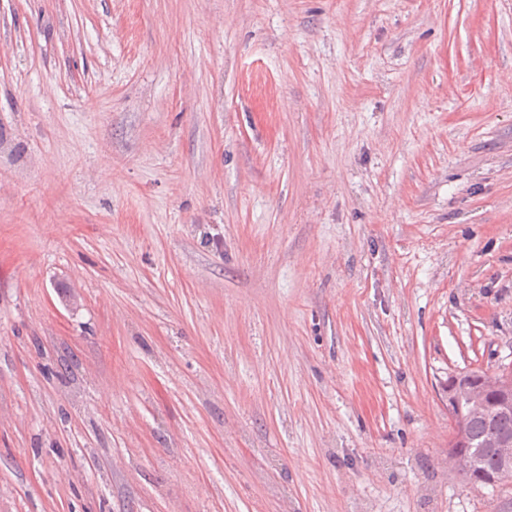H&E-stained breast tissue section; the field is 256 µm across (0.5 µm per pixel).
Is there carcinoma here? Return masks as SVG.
<instances>
[{
  "label": "carcinoma",
  "instance_id": "cac0c4a2",
  "mask_svg": "<svg viewBox=\"0 0 512 512\" xmlns=\"http://www.w3.org/2000/svg\"><path fill=\"white\" fill-rule=\"evenodd\" d=\"M486 379L479 371L469 373L470 385L485 390V394L477 406L465 397L459 401L461 414L456 426L462 439L453 452L470 460L469 467L458 470L459 475L473 485L495 487L512 481V473L494 448L498 439L512 437V410H503Z\"/></svg>",
  "mask_w": 512,
  "mask_h": 512
}]
</instances>
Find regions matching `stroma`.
I'll use <instances>...</instances> for the list:
<instances>
[{
	"label": "stroma",
	"mask_w": 512,
	"mask_h": 512,
	"mask_svg": "<svg viewBox=\"0 0 512 512\" xmlns=\"http://www.w3.org/2000/svg\"><path fill=\"white\" fill-rule=\"evenodd\" d=\"M512 0H0V512H512ZM470 385L485 390L481 395L469 394L470 404L466 397L459 401L460 417L456 419V426L462 439L451 448L457 455L470 460L469 467L457 470V473L469 483L477 486L504 485L511 482V474L505 469L503 462L497 454H500L507 464L512 463V439H503L497 448L496 441L503 437H512V410L504 411L502 406L512 408V371L503 373L489 381L498 391L502 406L495 390L488 388L482 372L473 371L468 374ZM481 400V402H480ZM460 456L452 455L449 463L453 467L467 466L468 460Z\"/></svg>",
	"instance_id": "stroma-1"
}]
</instances>
